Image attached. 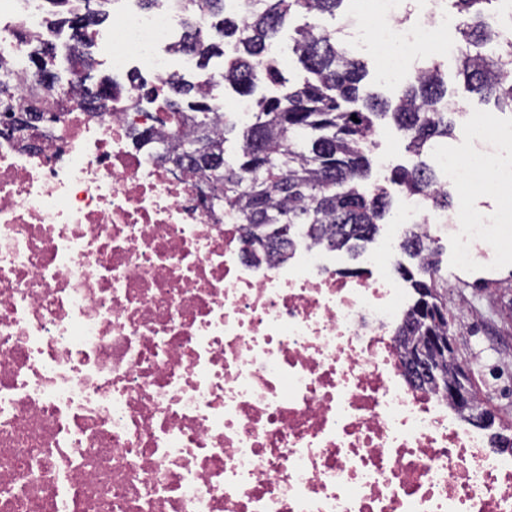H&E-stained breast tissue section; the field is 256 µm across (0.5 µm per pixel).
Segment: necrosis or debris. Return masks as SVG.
<instances>
[{"instance_id":"4bbe7bcc","label":"necrosis or debris","mask_w":512,"mask_h":512,"mask_svg":"<svg viewBox=\"0 0 512 512\" xmlns=\"http://www.w3.org/2000/svg\"><path fill=\"white\" fill-rule=\"evenodd\" d=\"M111 2L85 35L117 78L93 112L45 0H0L16 98L39 87L35 44L69 74L24 141L0 137V512H512V451L405 373L392 271L407 226L427 265L444 232L463 270L512 245V127L459 108L461 147L433 151L456 205L406 197L357 265L306 238L257 261L210 182L133 139L171 127L148 84L191 82L241 125L251 103L225 106L223 62L182 50L174 0ZM452 17L448 0H372L338 32L396 82ZM474 186L499 207L474 212Z\"/></svg>"}]
</instances>
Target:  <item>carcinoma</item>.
<instances>
[{
    "label": "carcinoma",
    "mask_w": 512,
    "mask_h": 512,
    "mask_svg": "<svg viewBox=\"0 0 512 512\" xmlns=\"http://www.w3.org/2000/svg\"><path fill=\"white\" fill-rule=\"evenodd\" d=\"M48 13L66 11L68 17L83 15L85 0H47ZM343 0H260L243 26L232 24L243 54L224 65V82L242 96L269 83L277 92L253 104V119L242 127L241 153L233 163L225 158L226 135L238 124L224 122V128L211 117V108L190 85L178 88L179 98L164 104L175 119L171 148L163 158H173L188 171L206 170L214 174L224 210L235 212L246 224L268 226V240L259 242L253 255L288 257L300 224L309 225V236L330 249L354 248L371 241L378 221L389 209L386 192L360 190V181L370 171L368 146L376 131V121L391 118L408 140L407 149L419 157L439 138L453 135L448 120L447 89L438 65L411 77L410 89L390 107L376 95L363 91V66L349 59L336 43L333 33L307 25L298 30L293 51L309 74L302 83L285 78L279 62L269 56L267 45L291 11L333 15ZM491 0H456L464 51L468 58L460 64L467 89L481 97L496 95L512 106V77L496 71L497 58L486 45L491 37L482 22ZM13 88L0 79V114L6 119L0 136H14L30 128L25 108L10 104ZM84 101L98 111L112 101V83L101 84L92 93L83 90ZM359 122H354L351 116ZM194 148L203 157L218 155L222 164L204 168L187 156ZM389 181L402 186L407 194L431 197L435 207L446 209L450 196L433 187L434 176L420 161L410 167L396 165ZM428 275L422 279L400 265L398 272L418 295L411 314L401 329L405 336L407 362L414 359V347L425 336H446L449 325L445 302L448 289L437 287L436 273L421 266ZM461 370L455 357L439 356L433 361V374L422 383L448 392Z\"/></svg>",
    "instance_id": "1"
}]
</instances>
